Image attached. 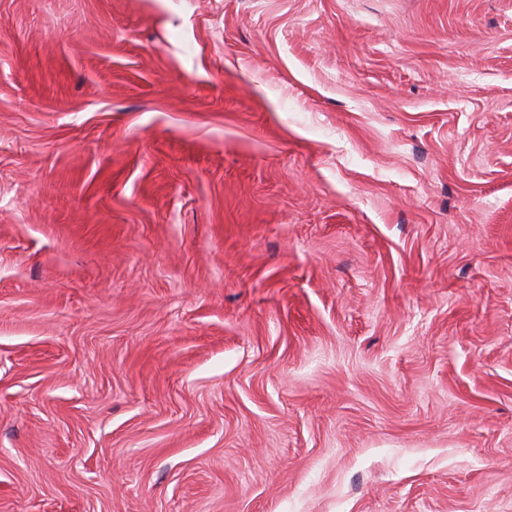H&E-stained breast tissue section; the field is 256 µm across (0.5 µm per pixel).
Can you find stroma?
<instances>
[{"label":"stroma","mask_w":512,"mask_h":512,"mask_svg":"<svg viewBox=\"0 0 512 512\" xmlns=\"http://www.w3.org/2000/svg\"><path fill=\"white\" fill-rule=\"evenodd\" d=\"M0 512H512V0H0Z\"/></svg>","instance_id":"stroma-1"}]
</instances>
